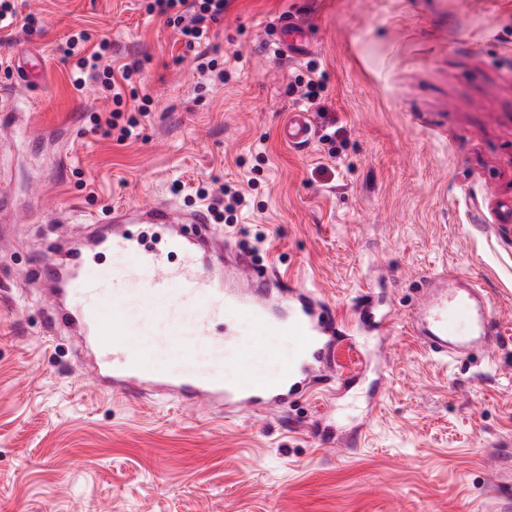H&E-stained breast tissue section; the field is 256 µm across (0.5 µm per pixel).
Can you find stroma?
Returning a JSON list of instances; mask_svg holds the SVG:
<instances>
[{"instance_id": "obj_1", "label": "stroma", "mask_w": 512, "mask_h": 512, "mask_svg": "<svg viewBox=\"0 0 512 512\" xmlns=\"http://www.w3.org/2000/svg\"><path fill=\"white\" fill-rule=\"evenodd\" d=\"M143 2L17 0L37 23L0 44V115L29 99L33 136L0 150L23 216L0 245V512H512V0H230L211 32L224 80L205 86ZM287 14L309 39L296 60L275 51ZM80 28L138 61L152 115L137 137L93 129L110 93L76 91L58 51ZM310 64L313 105L293 85ZM295 111L302 147L278 136ZM225 186L243 203L212 233L341 322L336 428L353 450L321 435L317 395L228 416L98 391L76 339L45 329L25 272L49 241L115 205L206 208ZM446 269L483 288L504 333L447 364L403 328ZM237 327L227 381L273 376L294 349ZM280 139L295 147L304 146L312 137V128L305 112H292L279 128Z\"/></svg>"}]
</instances>
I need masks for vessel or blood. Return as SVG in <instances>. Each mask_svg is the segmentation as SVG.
<instances>
[{
  "mask_svg": "<svg viewBox=\"0 0 512 512\" xmlns=\"http://www.w3.org/2000/svg\"><path fill=\"white\" fill-rule=\"evenodd\" d=\"M278 50L303 56L307 40L292 16L278 20ZM280 139L301 147L312 137L308 116L290 113L279 128ZM207 210H178L152 201L128 208L115 206L94 218L90 242H75L66 251L50 247L27 271L45 283L48 330L77 337L86 356L80 373L99 390L122 397L153 398L170 394L186 405L211 410L244 408L266 412L285 407L329 379L336 351V327L322 318L320 299L297 288L273 270H257L235 257L239 282L212 264L224 243L210 235ZM127 258L124 266L106 262L108 254ZM180 255L187 263L173 268ZM244 315L260 333L288 332L307 339L297 369L267 384L225 385L214 370L194 364L196 350L209 345L220 362L233 348V319ZM224 320L222 338L209 327ZM409 329L437 360L451 361L473 350H487L503 329L483 289L460 287L457 276L426 278ZM189 363L187 373L172 375L159 349Z\"/></svg>",
  "mask_w": 512,
  "mask_h": 512,
  "instance_id": "1",
  "label": "vessel or blood"
}]
</instances>
